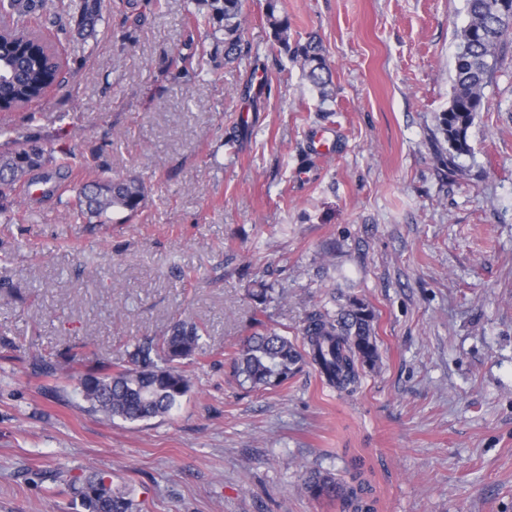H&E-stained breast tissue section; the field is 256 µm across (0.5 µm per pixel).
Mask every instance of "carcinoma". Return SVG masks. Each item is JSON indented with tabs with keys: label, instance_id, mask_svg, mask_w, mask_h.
I'll list each match as a JSON object with an SVG mask.
<instances>
[{
	"label": "carcinoma",
	"instance_id": "obj_1",
	"mask_svg": "<svg viewBox=\"0 0 512 512\" xmlns=\"http://www.w3.org/2000/svg\"><path fill=\"white\" fill-rule=\"evenodd\" d=\"M265 20L273 44L300 63L305 77L320 92L331 97L332 69L320 42L309 37L290 43L288 15L281 13L280 0H265ZM44 0H0V107L10 109L36 99L61 74L59 55L48 54L44 44L28 35L26 22L43 9ZM207 18L211 36L223 45L224 63L247 56L251 47L244 39V0H208ZM74 19L75 32L91 35L102 20L100 0H80ZM467 23L457 33L455 79L450 105L438 119V130L448 142V169L456 158L471 152L468 130L481 111L484 89L491 82L498 50L512 34V0H466ZM188 53L175 77L191 82L197 77L205 51H197L193 38L184 43ZM55 148L35 137L17 148L0 153V201L14 185L46 165ZM147 189L136 179H114L99 171L80 188L70 216L82 223L106 224L114 213L137 214L144 206ZM375 313L364 301L352 298L336 311L311 313L297 343L276 329L257 321L255 330L234 353L235 375L257 390L276 389L288 383L305 363L311 364L327 385L351 393L358 386L359 368H373L379 361L374 335ZM206 329L195 323H176L166 334L137 341L115 363H104L77 378L75 390L88 412L107 420L135 423L164 417L179 406L191 388L184 364L201 349ZM73 506L80 512H136L133 498L97 471L69 478ZM308 492L339 503L342 512H375L372 487L357 472L351 484L330 473L314 471L305 482Z\"/></svg>",
	"mask_w": 512,
	"mask_h": 512
}]
</instances>
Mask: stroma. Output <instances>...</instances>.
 <instances>
[{"instance_id": "1", "label": "stroma", "mask_w": 512, "mask_h": 512, "mask_svg": "<svg viewBox=\"0 0 512 512\" xmlns=\"http://www.w3.org/2000/svg\"><path fill=\"white\" fill-rule=\"evenodd\" d=\"M71 2L31 22L62 82L0 112V151L35 136L76 156L63 194L15 191L0 214V512H74L51 475L90 468L140 512H340L305 490L317 470L363 472L376 512H512V36L452 174L437 124L465 0H282L292 40L325 49L326 102L273 46L265 0H245L252 50L232 65L190 0L138 23L101 0L86 40L57 26ZM190 37L209 55L187 84L172 74ZM328 129L325 158L310 137ZM102 167L144 182V207L73 223ZM350 297L379 352L353 394L309 366L274 390L233 377L254 319L294 338ZM179 319L206 333L169 416L84 411L78 374Z\"/></svg>"}]
</instances>
